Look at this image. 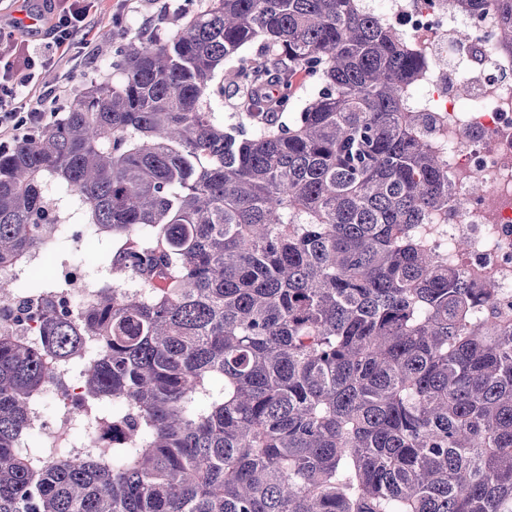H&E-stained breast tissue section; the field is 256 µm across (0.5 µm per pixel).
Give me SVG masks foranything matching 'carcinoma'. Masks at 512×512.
Segmentation results:
<instances>
[{
  "label": "carcinoma",
  "instance_id": "1",
  "mask_svg": "<svg viewBox=\"0 0 512 512\" xmlns=\"http://www.w3.org/2000/svg\"><path fill=\"white\" fill-rule=\"evenodd\" d=\"M459 2L512 53V0ZM117 56L0 148V268L61 190L120 244L80 310L44 276L34 338L0 333V512H512V324L474 319L495 288L421 232L450 193L409 112L429 62L358 0H206ZM222 70L249 131L208 103ZM65 362L82 392L58 413L107 427L120 402L126 441L23 453ZM317 89L318 87L313 80L301 79L300 82H297L292 103L288 106L287 110L282 111L284 112L282 120L288 122L293 112H300L306 100L312 97Z\"/></svg>",
  "mask_w": 512,
  "mask_h": 512
}]
</instances>
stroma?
Segmentation results:
<instances>
[{
  "label": "stroma",
  "instance_id": "35a3bbf8",
  "mask_svg": "<svg viewBox=\"0 0 512 512\" xmlns=\"http://www.w3.org/2000/svg\"><path fill=\"white\" fill-rule=\"evenodd\" d=\"M204 0H99L97 13L88 30L86 56L63 62L61 66L42 71L38 78L40 90L45 91L43 109L55 114L66 112L70 100L79 91L86 78V66H93L91 77L100 81L112 80V63L116 59L117 36L139 31L148 35H166L177 28L182 16L198 11ZM111 31L115 40L106 41L102 32ZM52 34L47 22H39L34 29L16 31L10 44L0 47V54L12 62L17 74H24L29 51L50 50ZM60 210L66 227L60 234L56 251L60 259L83 269L91 278L110 277L107 255L108 241H94L93 229L82 214L70 210L68 200H61Z\"/></svg>",
  "mask_w": 512,
  "mask_h": 512
}]
</instances>
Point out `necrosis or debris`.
<instances>
[{
  "label": "necrosis or debris",
  "instance_id": "necrosis-or-debris-1",
  "mask_svg": "<svg viewBox=\"0 0 512 512\" xmlns=\"http://www.w3.org/2000/svg\"><path fill=\"white\" fill-rule=\"evenodd\" d=\"M361 4L429 62L411 93L422 130L447 163L453 193L447 215L424 227L428 244L472 287L493 284L494 314L512 321V54L499 45V18L490 9H461L457 0ZM55 279V301L73 311L98 289L95 279L68 263L56 268ZM64 396L49 384L34 405L30 435L38 447L51 443L76 456L101 438H124L116 425L105 432L85 430L83 440L75 441L72 428L44 411Z\"/></svg>",
  "mask_w": 512,
  "mask_h": 512
}]
</instances>
